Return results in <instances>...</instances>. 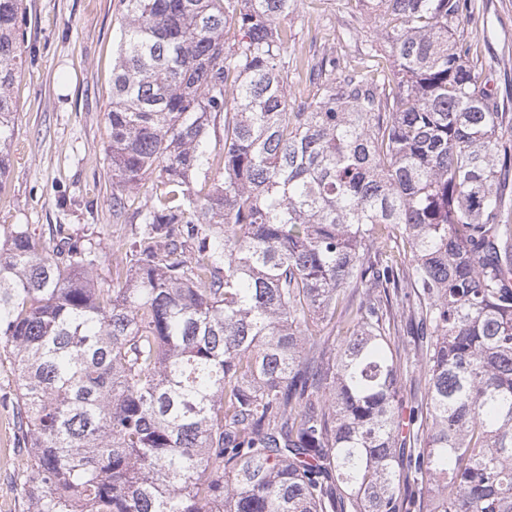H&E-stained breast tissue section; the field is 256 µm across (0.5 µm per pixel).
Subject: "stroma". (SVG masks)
I'll use <instances>...</instances> for the list:
<instances>
[{"label": "stroma", "mask_w": 512, "mask_h": 512, "mask_svg": "<svg viewBox=\"0 0 512 512\" xmlns=\"http://www.w3.org/2000/svg\"><path fill=\"white\" fill-rule=\"evenodd\" d=\"M463 37L512 113V0H471ZM120 0H23L24 64L15 85L17 129L10 166L0 180V231L23 224L46 242L72 237L101 254L95 282L112 276V263L132 240V218L112 214L106 113L118 56ZM296 53L311 44L356 60L382 49L383 21L359 14L353 0H297L284 21ZM17 374L0 364V448L17 445L16 411L8 396Z\"/></svg>", "instance_id": "35a3bbf8"}]
</instances>
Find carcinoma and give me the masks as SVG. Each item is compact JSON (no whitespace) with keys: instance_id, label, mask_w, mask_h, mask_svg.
Segmentation results:
<instances>
[{"instance_id":"1","label":"carcinoma","mask_w":512,"mask_h":512,"mask_svg":"<svg viewBox=\"0 0 512 512\" xmlns=\"http://www.w3.org/2000/svg\"><path fill=\"white\" fill-rule=\"evenodd\" d=\"M120 2L130 257L102 287L90 243L0 237L26 512H512V125L457 35L468 0H355L394 74L289 56L296 0ZM21 5L0 0V179ZM298 66L319 89L292 106ZM402 316L426 339L406 418Z\"/></svg>"}]
</instances>
